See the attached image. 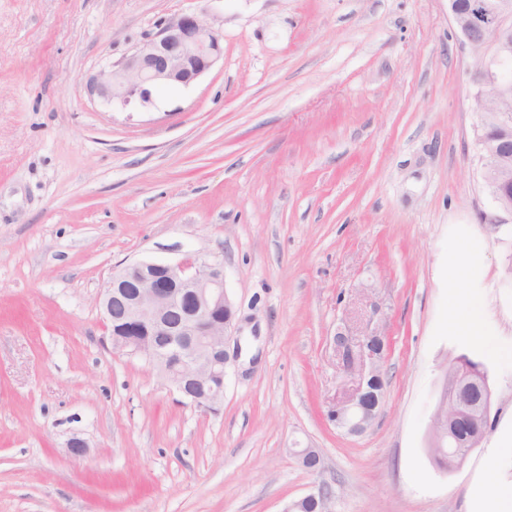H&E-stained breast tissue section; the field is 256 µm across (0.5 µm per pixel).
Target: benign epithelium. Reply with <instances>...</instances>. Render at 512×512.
I'll return each instance as SVG.
<instances>
[{
    "instance_id": "7a95c632",
    "label": "benign epithelium",
    "mask_w": 512,
    "mask_h": 512,
    "mask_svg": "<svg viewBox=\"0 0 512 512\" xmlns=\"http://www.w3.org/2000/svg\"><path fill=\"white\" fill-rule=\"evenodd\" d=\"M452 21L465 45L476 54L472 83L481 89L476 99L483 122L512 127V79L503 69L512 63V0H448ZM221 54V36L200 16L184 14L167 23L120 64L102 70L89 84L91 95L106 103L133 99L152 101L161 86L188 87L208 71ZM483 188L496 213L485 216L492 232L512 217V137L477 139ZM100 304L107 329L123 325V336L111 339L112 351L139 354L188 402L217 412L224 400L229 356L226 337L235 322V308L224 286V264L196 253L174 263L136 262L112 273L102 289ZM155 337L144 345L139 331ZM329 346L354 376L346 397L327 406L326 419L351 434L366 431L376 419L382 400L372 389L384 379L388 336L377 325L359 334L337 328ZM461 409L489 418L493 403L472 400L464 381L456 386Z\"/></svg>"
}]
</instances>
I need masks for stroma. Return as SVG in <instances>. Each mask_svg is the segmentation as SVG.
<instances>
[{
	"label": "stroma",
	"mask_w": 512,
	"mask_h": 512,
	"mask_svg": "<svg viewBox=\"0 0 512 512\" xmlns=\"http://www.w3.org/2000/svg\"><path fill=\"white\" fill-rule=\"evenodd\" d=\"M194 13L223 54L151 105L88 92ZM471 57L448 0H0V512H474L512 482V223L489 234ZM478 242L486 340L448 329V253ZM218 256L238 330L218 412L113 352L114 271ZM383 307L385 397L336 430L328 345ZM481 361L497 417L427 452L443 366ZM88 443L72 457V436ZM316 448L302 466L294 442ZM492 428V422L484 425L471 417L466 416L457 420L453 426L452 434L436 441L435 448H429L434 464L443 470H448V459L455 458L463 463L470 453L473 442L486 435Z\"/></svg>",
	"instance_id": "35a3bbf8"
}]
</instances>
